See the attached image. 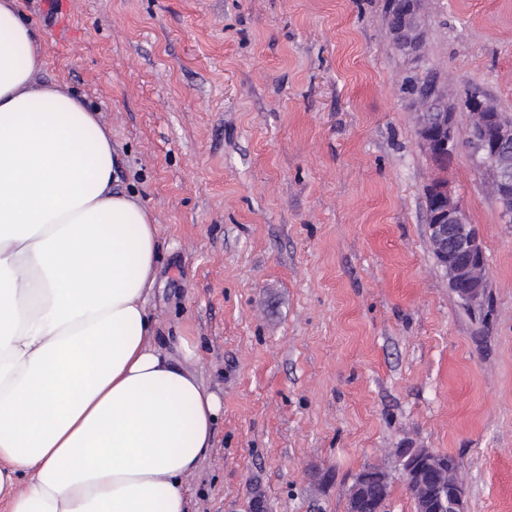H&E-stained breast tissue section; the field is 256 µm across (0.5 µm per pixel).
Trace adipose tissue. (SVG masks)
<instances>
[{
	"instance_id": "adipose-tissue-1",
	"label": "adipose tissue",
	"mask_w": 512,
	"mask_h": 512,
	"mask_svg": "<svg viewBox=\"0 0 512 512\" xmlns=\"http://www.w3.org/2000/svg\"><path fill=\"white\" fill-rule=\"evenodd\" d=\"M0 0V503L6 512H190L221 409L157 348V226L113 177L112 137L56 84Z\"/></svg>"
}]
</instances>
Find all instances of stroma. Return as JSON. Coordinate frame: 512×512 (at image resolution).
Returning a JSON list of instances; mask_svg holds the SVG:
<instances>
[{"label":"stroma","instance_id":"stroma-1","mask_svg":"<svg viewBox=\"0 0 512 512\" xmlns=\"http://www.w3.org/2000/svg\"><path fill=\"white\" fill-rule=\"evenodd\" d=\"M388 0H68L41 83L112 133L114 176L158 226L157 342L222 408L191 512H347L401 448L456 457L467 512H512V223L467 145H419L399 77L433 69L512 117V0H430L420 57ZM479 232L484 313L448 286L425 192ZM390 481V474L378 466H368L363 469L358 475L356 484L350 489L348 503L351 504L350 506L348 504V512H384L386 501H370L366 496L358 495V491L379 482Z\"/></svg>","mask_w":512,"mask_h":512}]
</instances>
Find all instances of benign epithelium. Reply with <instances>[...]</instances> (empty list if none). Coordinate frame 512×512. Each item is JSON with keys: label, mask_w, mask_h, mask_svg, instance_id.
I'll return each instance as SVG.
<instances>
[{"label": "benign epithelium", "mask_w": 512, "mask_h": 512, "mask_svg": "<svg viewBox=\"0 0 512 512\" xmlns=\"http://www.w3.org/2000/svg\"><path fill=\"white\" fill-rule=\"evenodd\" d=\"M424 0H391L388 33L394 48L408 56L419 55L425 44ZM419 78L413 93L417 109L420 145L430 158L443 160L456 142V114H467L471 132L470 150L491 173L490 187L503 219L512 221V123L499 120V108L487 96L459 107L448 101V90L433 70L409 72L403 81ZM427 234L433 253L448 277V286L472 311L484 309L488 297L489 272L483 242L475 226L448 186L430 184ZM461 464L430 448H415L400 456V478L415 494L416 512H466V490L460 477ZM391 481L390 474L368 466L350 489L348 512H385V502L358 494L362 488Z\"/></svg>", "instance_id": "benign-epithelium-1"}]
</instances>
